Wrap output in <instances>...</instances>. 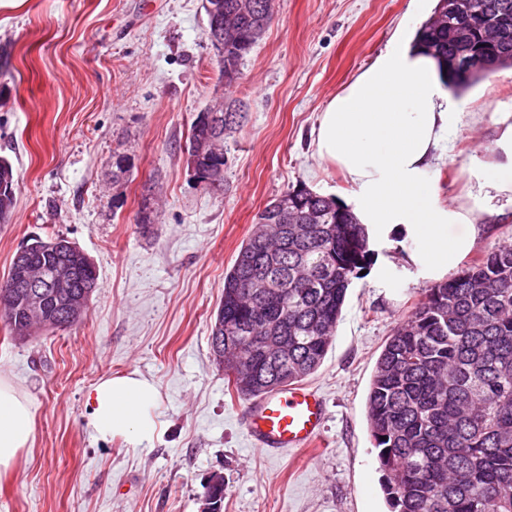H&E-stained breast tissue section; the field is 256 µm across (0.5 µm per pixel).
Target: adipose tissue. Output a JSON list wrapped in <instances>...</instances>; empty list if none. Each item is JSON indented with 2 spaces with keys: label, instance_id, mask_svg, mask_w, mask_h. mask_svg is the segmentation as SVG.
Here are the masks:
<instances>
[{
  "label": "adipose tissue",
  "instance_id": "ef3b65f1",
  "mask_svg": "<svg viewBox=\"0 0 512 512\" xmlns=\"http://www.w3.org/2000/svg\"><path fill=\"white\" fill-rule=\"evenodd\" d=\"M464 106L445 86L436 60L402 35L327 103L313 130L317 157L356 186V214L370 234L403 228L420 241L410 262L438 277L474 247L473 220L502 217L494 199L512 193L510 161L482 165L470 210L437 199L429 171ZM455 224L466 225V232L450 234ZM158 398L156 384L139 374L101 379L92 391L90 424L105 436L148 439ZM32 431L30 401L0 378V474L14 469Z\"/></svg>",
  "mask_w": 512,
  "mask_h": 512
}]
</instances>
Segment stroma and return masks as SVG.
Listing matches in <instances>:
<instances>
[{
	"mask_svg": "<svg viewBox=\"0 0 512 512\" xmlns=\"http://www.w3.org/2000/svg\"><path fill=\"white\" fill-rule=\"evenodd\" d=\"M411 0H274V17L232 86L219 81L204 0H0V156L16 206L0 222V281L21 246L60 235L99 273L86 315L26 341L0 322V377L33 410L30 448L0 478V512H201L211 474L223 512H390L368 427L367 397L388 337L433 284L406 262L419 241L375 238L332 344L305 383L327 415L319 447L269 456L247 435L244 399L212 360L224 274L258 213L304 185L355 206V186L314 153L328 100L417 29ZM243 118L224 140V187L186 165L197 113L216 96ZM461 97L457 128L430 178L465 207L482 163L512 125V67ZM128 168L113 182L117 159ZM152 221L138 223L142 204ZM512 211L479 227L453 273L504 242ZM139 373L160 392L146 440L102 438L88 425L102 378Z\"/></svg>",
	"mask_w": 512,
	"mask_h": 512,
	"instance_id": "35a3bbf8",
	"label": "stroma"
}]
</instances>
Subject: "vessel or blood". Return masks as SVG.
<instances>
[{
  "label": "vessel or blood",
  "mask_w": 512,
  "mask_h": 512,
  "mask_svg": "<svg viewBox=\"0 0 512 512\" xmlns=\"http://www.w3.org/2000/svg\"><path fill=\"white\" fill-rule=\"evenodd\" d=\"M325 418L323 397L306 385L279 388L249 401L245 407V426L251 442L271 455L317 443Z\"/></svg>",
  "instance_id": "1"
}]
</instances>
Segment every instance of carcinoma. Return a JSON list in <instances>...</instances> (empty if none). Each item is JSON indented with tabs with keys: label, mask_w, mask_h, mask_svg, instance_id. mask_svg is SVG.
<instances>
[{
	"label": "carcinoma",
	"mask_w": 512,
	"mask_h": 512,
	"mask_svg": "<svg viewBox=\"0 0 512 512\" xmlns=\"http://www.w3.org/2000/svg\"><path fill=\"white\" fill-rule=\"evenodd\" d=\"M222 19L205 11V34L219 29L224 56L219 74L239 68L273 20V0H220ZM475 21L472 48L485 51L481 23L498 19L504 36L490 54L512 67V0H469ZM453 18L442 0L417 31L419 47L448 73L456 52ZM495 73L482 58L467 75L451 76L464 89ZM222 119L203 109L191 124L187 156L194 176L224 188V137L237 126L236 105ZM12 162L0 156V221L15 203ZM296 221L278 219L275 201L258 214L255 229L224 274V293L211 325L215 344L224 322V375L237 396L250 399L299 383L321 365L352 281L368 268L373 251L366 225L332 197L299 186ZM0 283V316L10 335L24 341L40 325L65 329L69 300L98 288L92 262L74 272V288L49 290L41 314L28 307L27 290L10 280L29 271L50 272L68 249L62 236L36 239ZM368 424L383 472L391 512H512V243L496 247L456 277L427 289L415 311L386 341L367 398Z\"/></svg>",
	"instance_id": "cac0c4a2"
}]
</instances>
